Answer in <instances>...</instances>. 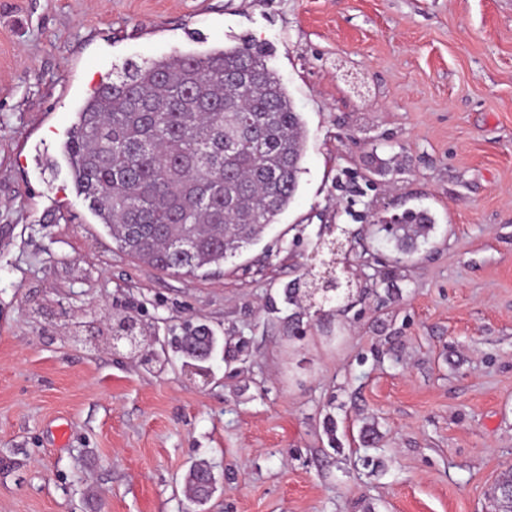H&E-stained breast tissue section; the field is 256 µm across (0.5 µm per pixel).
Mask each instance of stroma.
Wrapping results in <instances>:
<instances>
[{
  "mask_svg": "<svg viewBox=\"0 0 512 512\" xmlns=\"http://www.w3.org/2000/svg\"><path fill=\"white\" fill-rule=\"evenodd\" d=\"M243 37L306 122L296 198L216 273L159 272L77 193L66 131L113 64ZM422 208L392 269L377 219ZM328 224L365 291L321 316L283 292ZM116 315L152 356L76 340ZM188 324L246 346L195 370ZM509 470L512 0H0V512H487ZM404 221V224L415 225L404 228V233L396 237L395 248L397 256L393 260L395 264H400L408 260L418 248V239L422 237L425 242L435 224V219L428 210L408 211L406 212Z\"/></svg>",
  "mask_w": 512,
  "mask_h": 512,
  "instance_id": "1",
  "label": "stroma"
}]
</instances>
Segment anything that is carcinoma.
Masks as SVG:
<instances>
[{
  "instance_id": "carcinoma-1",
  "label": "carcinoma",
  "mask_w": 512,
  "mask_h": 512,
  "mask_svg": "<svg viewBox=\"0 0 512 512\" xmlns=\"http://www.w3.org/2000/svg\"><path fill=\"white\" fill-rule=\"evenodd\" d=\"M271 50L245 38L114 66L77 110L62 151L88 207L127 255L207 275L258 243L294 202L307 134ZM394 263L435 219L408 211ZM512 512V473L490 493Z\"/></svg>"
}]
</instances>
